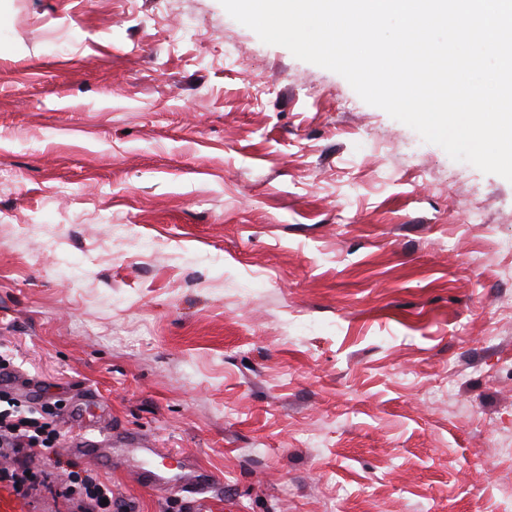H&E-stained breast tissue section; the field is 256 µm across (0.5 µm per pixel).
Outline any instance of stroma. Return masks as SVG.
Here are the masks:
<instances>
[{
    "mask_svg": "<svg viewBox=\"0 0 512 512\" xmlns=\"http://www.w3.org/2000/svg\"><path fill=\"white\" fill-rule=\"evenodd\" d=\"M0 357L134 512H512V182L220 0H0ZM82 406L66 414L67 422L85 430L84 437L74 450L89 463L102 458L105 448L112 446V425L109 424V404L98 395L86 400Z\"/></svg>",
    "mask_w": 512,
    "mask_h": 512,
    "instance_id": "1",
    "label": "stroma"
}]
</instances>
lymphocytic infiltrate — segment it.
I'll return each instance as SVG.
<instances>
[{"instance_id":"obj_1","label":"lymphocytic infiltrate","mask_w":512,"mask_h":512,"mask_svg":"<svg viewBox=\"0 0 512 512\" xmlns=\"http://www.w3.org/2000/svg\"><path fill=\"white\" fill-rule=\"evenodd\" d=\"M59 438L56 421L35 406L1 395L0 485L33 501L51 493L75 512H131L130 504L114 495L110 483L77 462L61 461L55 452ZM37 458L42 461L38 469L33 466ZM55 469L61 472L57 485L51 481Z\"/></svg>"}]
</instances>
